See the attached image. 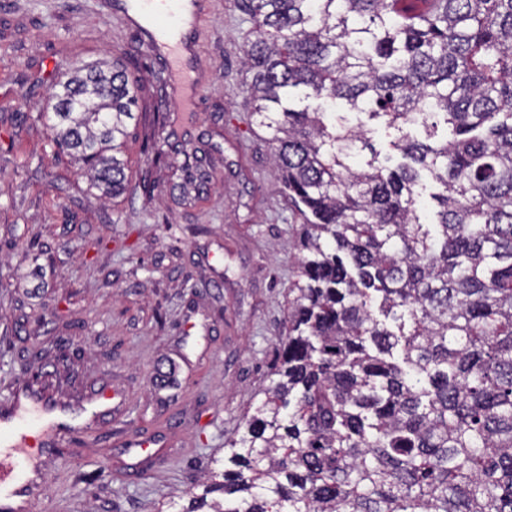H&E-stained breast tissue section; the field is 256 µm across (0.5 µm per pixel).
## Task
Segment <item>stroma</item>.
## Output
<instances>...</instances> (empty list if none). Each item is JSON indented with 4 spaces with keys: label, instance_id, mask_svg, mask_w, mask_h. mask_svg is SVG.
<instances>
[{
    "label": "stroma",
    "instance_id": "1",
    "mask_svg": "<svg viewBox=\"0 0 512 512\" xmlns=\"http://www.w3.org/2000/svg\"><path fill=\"white\" fill-rule=\"evenodd\" d=\"M250 37L236 0H212L192 120L164 144L152 197L112 198L56 155L48 72L129 63L136 40L105 0H0V400L67 338L80 378L56 397L109 384L126 400L45 463L32 512H171L265 397L298 295L302 219L245 107ZM193 150L212 178L172 197ZM136 430L178 445L126 467Z\"/></svg>",
    "mask_w": 512,
    "mask_h": 512
}]
</instances>
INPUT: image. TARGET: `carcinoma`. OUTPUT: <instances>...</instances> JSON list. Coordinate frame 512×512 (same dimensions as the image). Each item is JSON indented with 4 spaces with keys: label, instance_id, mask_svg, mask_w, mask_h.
<instances>
[{
    "label": "carcinoma",
    "instance_id": "carcinoma-1",
    "mask_svg": "<svg viewBox=\"0 0 512 512\" xmlns=\"http://www.w3.org/2000/svg\"><path fill=\"white\" fill-rule=\"evenodd\" d=\"M404 2L238 0L247 104L304 219L298 296L265 399L173 512H512V0ZM57 86L54 146L151 197L164 151L133 187L124 158L141 76ZM360 118L367 122L366 117L360 116ZM367 126L371 129L369 136L372 137L376 148L382 151V155L386 153H394L389 144L391 140H394L397 133L393 129H386L381 121L374 120L367 122Z\"/></svg>",
    "mask_w": 512,
    "mask_h": 512
}]
</instances>
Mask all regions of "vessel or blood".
<instances>
[{
    "label": "vessel or blood",
    "instance_id": "obj_1",
    "mask_svg": "<svg viewBox=\"0 0 512 512\" xmlns=\"http://www.w3.org/2000/svg\"><path fill=\"white\" fill-rule=\"evenodd\" d=\"M192 0H110L114 16L140 33L155 60L170 73L172 96L181 112L193 111L201 91L191 59L198 54L200 15L191 14ZM124 405L122 394L104 385L72 405L45 396L29 380L18 382L0 403V512H16L18 504H33L32 479L55 448Z\"/></svg>",
    "mask_w": 512,
    "mask_h": 512
}]
</instances>
